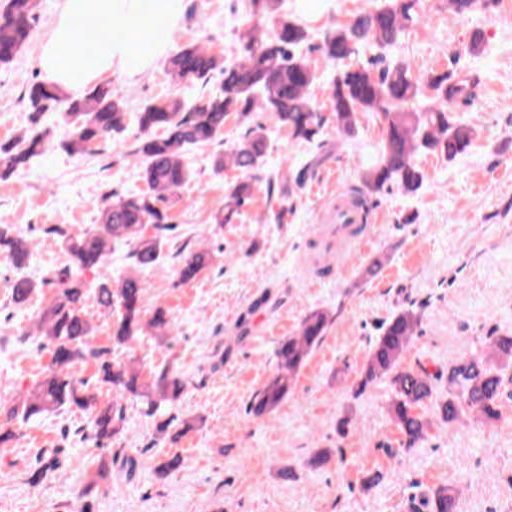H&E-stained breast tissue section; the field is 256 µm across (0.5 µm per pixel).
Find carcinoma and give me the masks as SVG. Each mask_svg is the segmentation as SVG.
Segmentation results:
<instances>
[{
	"mask_svg": "<svg viewBox=\"0 0 512 512\" xmlns=\"http://www.w3.org/2000/svg\"><path fill=\"white\" fill-rule=\"evenodd\" d=\"M492 5L493 0H448L449 8L459 16ZM35 8L36 0H7L0 11L1 65L11 62L25 46ZM421 23L415 0H379L373 10L327 30L316 46L325 60L336 65V75L327 85V101L338 128L350 137L359 113L372 112L381 119L379 154L363 174V193L369 196L393 185L406 193L420 189L424 174L415 161L420 151L452 160L467 153L473 144L472 127L453 120L446 104L474 101L480 86L475 76L453 70L415 76L404 61L391 64L381 56L366 64L357 60L361 48H386ZM307 37L302 23L282 10L281 0H249L239 60L227 62L198 44L182 46L168 57L166 69L176 81L204 82L214 71L223 74L224 81L218 92L198 98L189 107L172 96L154 99L136 113L140 136L135 153L144 161L146 189L106 198L97 224L79 237L63 238L68 266L59 273L36 328L42 338L40 346L49 351L51 362L42 378L14 399L6 421H0V446L16 437L10 427L13 421L27 423L75 408L93 413V439L96 447L105 448L123 430L124 400L138 399L155 414L180 398L184 381L177 374L165 369L146 380L134 360H116L111 349L93 342L95 328L82 315L88 293L82 276L106 261L109 244L117 239L131 247L130 258L137 270L156 266L164 234L175 230L163 204L190 176L183 154L191 145L212 143L229 118L248 123L254 110L261 108L276 113L279 124L293 139H314L323 117L310 95L315 69L300 51ZM426 95L432 106L422 111L409 108ZM27 100L37 115L66 109L71 129L63 146L72 154H83L89 146L119 136L127 128L123 102L108 88L70 99L37 82L29 87ZM46 147L47 134L38 132L0 143V178L25 168ZM267 150L265 129L256 124L215 157V168L231 166L241 173L225 191L224 215L216 216V223H231L232 216L251 201ZM147 224L154 227L151 236L144 233ZM30 253L27 238L9 224L0 225V254L14 268H23ZM209 258L206 251L185 255L180 282L195 279ZM36 288L37 283L26 276L14 278L9 285L11 303L26 305ZM145 289L146 282L137 274L126 276L116 288L107 280L95 288L98 305L112 316V344L129 347L147 333L162 336L171 329L172 321L163 309L148 320L144 318ZM421 318L420 307L411 303L382 324L354 386L358 395L379 380L388 382L389 415L405 448L422 444L435 424L451 430L473 418L492 425L512 402V332L489 337L484 350L461 355L445 372H431L422 364H402ZM330 322L329 313L313 311L301 321L296 335L280 341L277 370L252 397L248 406L251 416L262 419L288 398L296 374L323 341ZM90 363L98 370V383L93 386L81 376L82 366ZM104 388L112 391V402L103 407L100 395ZM428 406L431 418L426 415ZM173 422L171 418L156 426L158 434L172 442L193 428L185 423L173 433ZM463 494L464 490L454 485L433 488L427 500L429 512H461Z\"/></svg>",
	"mask_w": 512,
	"mask_h": 512,
	"instance_id": "1",
	"label": "carcinoma"
}]
</instances>
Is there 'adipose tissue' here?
<instances>
[{
	"mask_svg": "<svg viewBox=\"0 0 512 512\" xmlns=\"http://www.w3.org/2000/svg\"><path fill=\"white\" fill-rule=\"evenodd\" d=\"M182 0H63L41 46L39 66L46 84L67 96L114 74L126 73L129 59L149 68L168 50L181 18ZM94 22L105 38L89 43L80 29Z\"/></svg>",
	"mask_w": 512,
	"mask_h": 512,
	"instance_id": "ef3b65f1",
	"label": "adipose tissue"
}]
</instances>
